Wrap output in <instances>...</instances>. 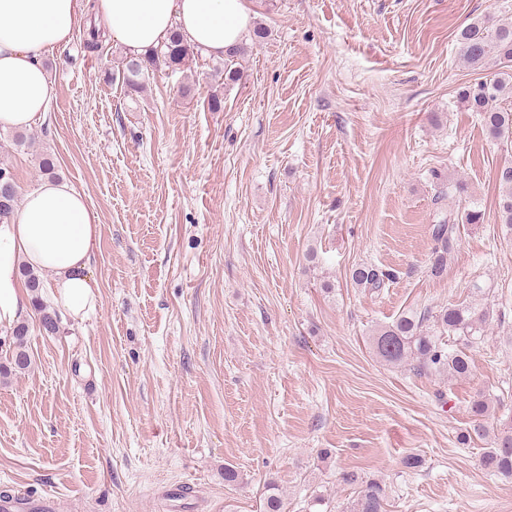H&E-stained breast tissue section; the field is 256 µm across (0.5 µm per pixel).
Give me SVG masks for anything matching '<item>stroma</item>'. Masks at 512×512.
Listing matches in <instances>:
<instances>
[{
	"mask_svg": "<svg viewBox=\"0 0 512 512\" xmlns=\"http://www.w3.org/2000/svg\"><path fill=\"white\" fill-rule=\"evenodd\" d=\"M247 7L268 34L245 38L237 84L201 52L128 91L127 49L89 50L84 29L44 60L49 121L0 130L20 192L51 155L100 224L98 309L53 335L29 314L32 365L0 379V490L56 512H261L272 480L285 512H346L358 489L340 475L355 470L386 484L385 512H512V480L479 464L512 419L495 180L512 144L459 99L476 76L461 31L512 22V0ZM434 168L463 185L438 206ZM474 204L485 223L432 276L435 209ZM359 265L396 278L357 287ZM474 301L489 319L466 377L419 376L369 345L403 313ZM480 394L487 434L461 443Z\"/></svg>",
	"mask_w": 512,
	"mask_h": 512,
	"instance_id": "stroma-1",
	"label": "stroma"
}]
</instances>
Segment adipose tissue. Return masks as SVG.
Listing matches in <instances>:
<instances>
[{
	"label": "adipose tissue",
	"mask_w": 512,
	"mask_h": 512,
	"mask_svg": "<svg viewBox=\"0 0 512 512\" xmlns=\"http://www.w3.org/2000/svg\"><path fill=\"white\" fill-rule=\"evenodd\" d=\"M90 21L134 52L159 46L176 28L219 57L252 27L245 0H0V129L46 121L52 89L43 59ZM99 242L84 193L51 179L27 192L11 221L0 224V329L29 311L25 264L49 272L50 294L64 313L81 319L94 312L99 297L89 270Z\"/></svg>",
	"instance_id": "1"
}]
</instances>
